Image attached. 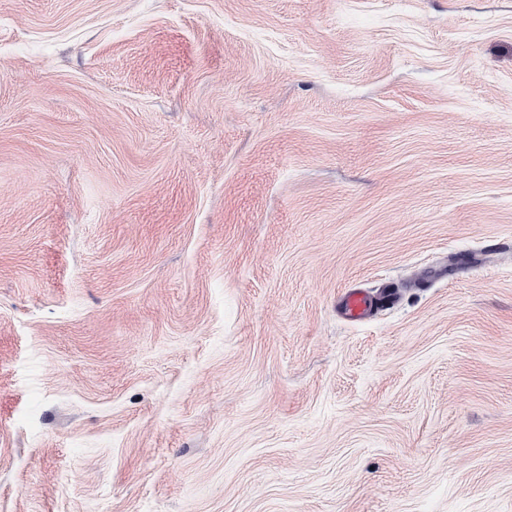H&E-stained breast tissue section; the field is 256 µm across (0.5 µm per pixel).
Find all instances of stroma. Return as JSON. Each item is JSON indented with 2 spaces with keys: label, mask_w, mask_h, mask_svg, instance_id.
<instances>
[{
  "label": "stroma",
  "mask_w": 512,
  "mask_h": 512,
  "mask_svg": "<svg viewBox=\"0 0 512 512\" xmlns=\"http://www.w3.org/2000/svg\"><path fill=\"white\" fill-rule=\"evenodd\" d=\"M0 512H512V0H0ZM394 296L388 290L370 292L361 288H346L339 297L338 307L349 320L358 322L366 320L381 303Z\"/></svg>",
  "instance_id": "stroma-1"
}]
</instances>
